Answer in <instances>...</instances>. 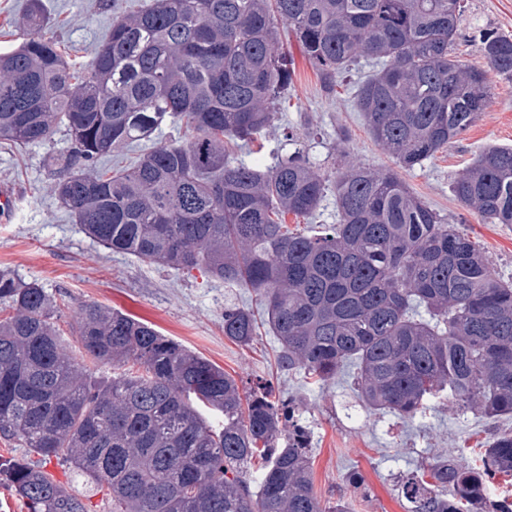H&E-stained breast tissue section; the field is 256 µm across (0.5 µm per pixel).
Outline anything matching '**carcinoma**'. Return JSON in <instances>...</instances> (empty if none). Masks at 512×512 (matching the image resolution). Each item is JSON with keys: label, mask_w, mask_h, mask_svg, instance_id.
Returning <instances> with one entry per match:
<instances>
[{"label": "carcinoma", "mask_w": 512, "mask_h": 512, "mask_svg": "<svg viewBox=\"0 0 512 512\" xmlns=\"http://www.w3.org/2000/svg\"><path fill=\"white\" fill-rule=\"evenodd\" d=\"M463 12L464 0H154L112 21L79 70L42 34L41 0H30L27 38L0 53V141L40 144L65 128L48 189L85 234L253 293L286 370L324 383L352 368L372 412L412 419L446 392L461 410L512 418V282L402 177L489 107L485 71L452 54ZM282 25L328 92L361 60L379 65L355 105L396 168L347 163L329 177L301 147L270 167L227 151L230 140H256L288 95ZM477 49L512 79V36L486 28ZM167 123L186 137L131 167L99 168ZM329 192L339 223L288 230L286 215L315 214ZM453 192L484 221L512 224V148L482 151ZM4 310L0 438L66 462L107 490L112 512H349L340 501L323 508L309 432L268 392L244 400L210 361L86 304L74 316L83 353L144 367L95 385L62 346L61 309L42 285L1 272ZM256 335L251 308H224V336L246 345ZM428 470L431 481L402 486L410 512H512V498L490 490L495 476L512 477L511 432L492 440L480 468L450 454ZM0 483L27 512H87L25 459L1 463Z\"/></svg>", "instance_id": "cac0c4a2"}]
</instances>
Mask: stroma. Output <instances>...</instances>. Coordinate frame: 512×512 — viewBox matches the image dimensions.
Here are the masks:
<instances>
[{
	"label": "stroma",
	"instance_id": "35a3bbf8",
	"mask_svg": "<svg viewBox=\"0 0 512 512\" xmlns=\"http://www.w3.org/2000/svg\"><path fill=\"white\" fill-rule=\"evenodd\" d=\"M148 0H43L48 33L71 60L88 63L119 12L146 6ZM462 39L454 52L464 63L486 69L474 42L480 30L512 34V0H465ZM283 48L294 61L288 98L276 108L262 134L265 153L306 146L324 174H334L350 159L373 169L393 167L392 156L369 134L354 104L355 84L341 83L327 93L319 75L291 34ZM491 103L462 135L451 140L422 168L405 173L411 191L475 242L504 279L512 280V224H489L468 212L452 185L486 147L512 146V80L488 71ZM66 145L64 131L39 145L0 144V188L14 192L13 209L0 220V270L37 280L63 310L61 342L74 356L82 350L73 330L75 312L88 303L119 309L152 324L163 335L207 359L233 378L241 392L270 387L274 400L295 396L296 417L310 433L311 477L324 507L342 500L350 512H408L400 483L421 461L447 453L474 465L494 436L512 431V419H489L460 411L441 400L425 416L403 421L391 412H368L349 376L327 384H307L302 372L278 370L279 343L261 329L249 345L224 335V307L255 306V296L208 278L199 270L177 271L131 255L111 252L86 236L52 196L47 158Z\"/></svg>",
	"mask_w": 512,
	"mask_h": 512
}]
</instances>
